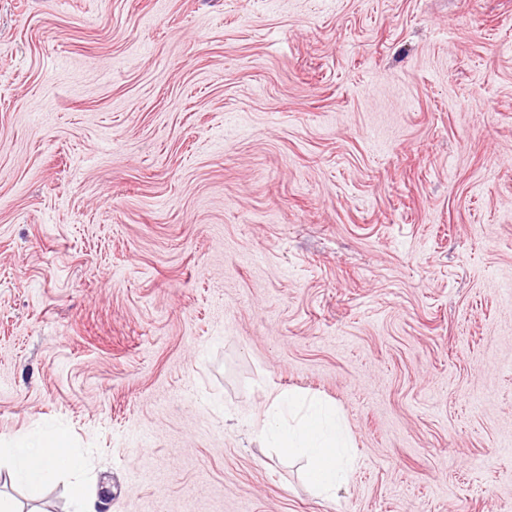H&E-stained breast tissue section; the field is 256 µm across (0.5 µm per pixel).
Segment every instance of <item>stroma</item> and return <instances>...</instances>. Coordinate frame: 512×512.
I'll use <instances>...</instances> for the list:
<instances>
[{
  "mask_svg": "<svg viewBox=\"0 0 512 512\" xmlns=\"http://www.w3.org/2000/svg\"><path fill=\"white\" fill-rule=\"evenodd\" d=\"M57 431L17 512H512V0H0V448ZM286 411L292 425L282 422ZM255 430L270 448L304 457L308 481L321 494L333 495L348 483L352 459L346 448L350 446L334 408L295 394H278L270 399ZM71 497L76 506L74 512H102L105 507H108L95 493L92 494L89 489L79 483L72 486Z\"/></svg>",
  "mask_w": 512,
  "mask_h": 512,
  "instance_id": "35a3bbf8",
  "label": "stroma"
}]
</instances>
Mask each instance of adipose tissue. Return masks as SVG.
I'll return each mask as SVG.
<instances>
[{
	"mask_svg": "<svg viewBox=\"0 0 512 512\" xmlns=\"http://www.w3.org/2000/svg\"><path fill=\"white\" fill-rule=\"evenodd\" d=\"M255 429L270 447L304 457L308 481L320 493L335 494L348 483L352 459L334 408L295 394H279L270 400ZM63 441V435L58 434L46 446L21 440L6 449L13 478L38 487L51 483L61 472L76 470L77 458L60 450Z\"/></svg>",
	"mask_w": 512,
	"mask_h": 512,
	"instance_id": "obj_1",
	"label": "adipose tissue"
}]
</instances>
